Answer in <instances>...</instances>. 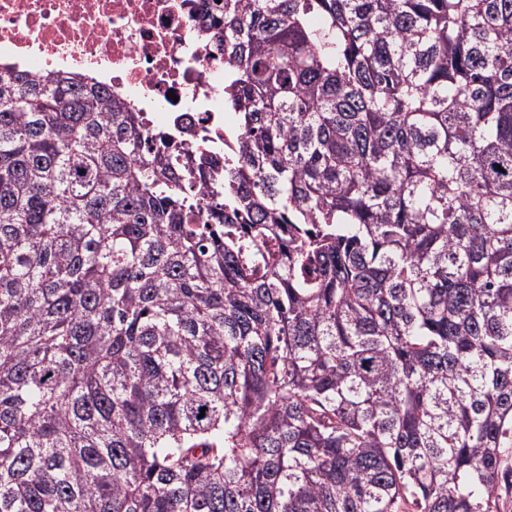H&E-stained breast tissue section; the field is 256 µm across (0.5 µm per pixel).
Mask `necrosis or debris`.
I'll list each match as a JSON object with an SVG mask.
<instances>
[{
	"label": "necrosis or debris",
	"instance_id": "obj_1",
	"mask_svg": "<svg viewBox=\"0 0 512 512\" xmlns=\"http://www.w3.org/2000/svg\"><path fill=\"white\" fill-rule=\"evenodd\" d=\"M214 0H0V64L76 74L145 113L150 143L206 151L224 170L236 129L224 114Z\"/></svg>",
	"mask_w": 512,
	"mask_h": 512
}]
</instances>
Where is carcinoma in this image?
<instances>
[{"mask_svg": "<svg viewBox=\"0 0 512 512\" xmlns=\"http://www.w3.org/2000/svg\"><path fill=\"white\" fill-rule=\"evenodd\" d=\"M242 138L0 66V512H495L512 0H221Z\"/></svg>", "mask_w": 512, "mask_h": 512, "instance_id": "cac0c4a2", "label": "carcinoma"}]
</instances>
